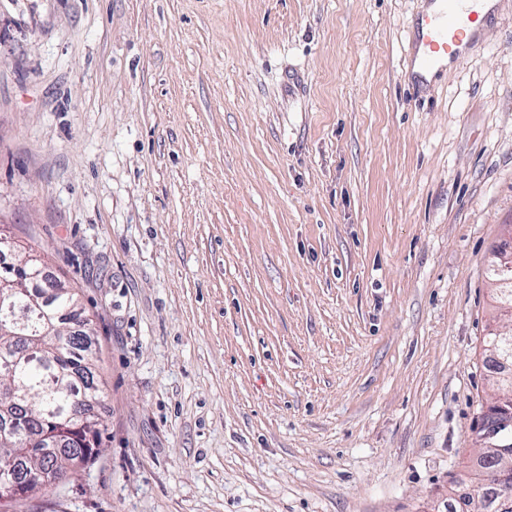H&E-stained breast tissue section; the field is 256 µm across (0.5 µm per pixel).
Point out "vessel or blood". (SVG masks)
I'll return each mask as SVG.
<instances>
[{
    "mask_svg": "<svg viewBox=\"0 0 512 512\" xmlns=\"http://www.w3.org/2000/svg\"><path fill=\"white\" fill-rule=\"evenodd\" d=\"M439 11L425 16L409 44L412 66L426 70L437 68L442 58L459 60L463 42L478 32V6L482 0H440Z\"/></svg>",
    "mask_w": 512,
    "mask_h": 512,
    "instance_id": "obj_1",
    "label": "vessel or blood"
}]
</instances>
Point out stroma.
I'll return each mask as SVG.
<instances>
[{
	"instance_id": "stroma-1",
	"label": "stroma",
	"mask_w": 512,
	"mask_h": 512,
	"mask_svg": "<svg viewBox=\"0 0 512 512\" xmlns=\"http://www.w3.org/2000/svg\"><path fill=\"white\" fill-rule=\"evenodd\" d=\"M0 0V234L94 329L100 453L0 512H443L512 226V0ZM439 2L442 8L423 17L424 23L414 32L409 44V60L414 67L426 70L439 69L442 58L453 62L463 56V42L471 41L482 31V26H475L479 19L478 5L483 2L482 14L487 15L495 8L494 0H430ZM469 4L468 9L463 5ZM422 51L419 54V49Z\"/></svg>"
}]
</instances>
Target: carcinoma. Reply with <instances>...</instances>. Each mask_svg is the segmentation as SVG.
Listing matches in <instances>:
<instances>
[{
    "instance_id": "cac0c4a2",
    "label": "carcinoma",
    "mask_w": 512,
    "mask_h": 512,
    "mask_svg": "<svg viewBox=\"0 0 512 512\" xmlns=\"http://www.w3.org/2000/svg\"><path fill=\"white\" fill-rule=\"evenodd\" d=\"M34 278H44L37 259L22 257L0 267V283H16L10 315L18 327L15 335L0 333V405H13L21 418L14 435L0 439V459H14V470L21 474L39 465L23 455L25 445L44 433L60 434L65 446L58 467L68 476L97 456L100 422L90 414V407L101 390L91 371L89 328L71 338L61 328L67 316L78 311L75 289L55 280L54 294L44 298L40 310H32L21 282ZM20 345L32 349L34 358L12 374L5 372L4 363L15 359ZM502 445L486 450L477 467L491 482L512 491V467L507 469L502 462L504 456L512 458V431L503 435Z\"/></svg>"
}]
</instances>
